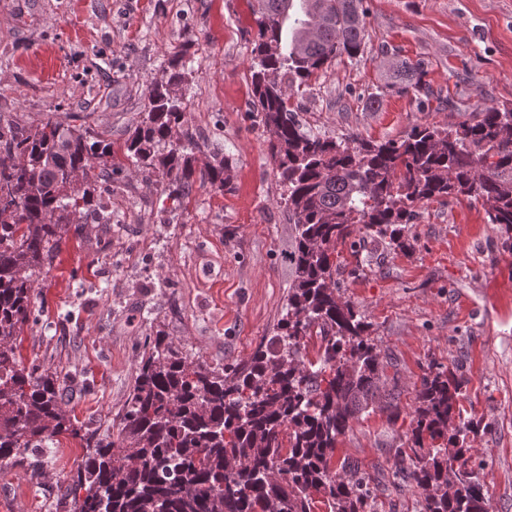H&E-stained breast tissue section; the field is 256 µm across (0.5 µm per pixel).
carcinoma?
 I'll return each instance as SVG.
<instances>
[{"label": "carcinoma", "mask_w": 512, "mask_h": 512, "mask_svg": "<svg viewBox=\"0 0 512 512\" xmlns=\"http://www.w3.org/2000/svg\"><path fill=\"white\" fill-rule=\"evenodd\" d=\"M253 107L274 132L268 150L294 224L292 283L276 335L249 359L224 367L190 364L162 333L144 348L116 434L81 433L58 400L57 376L17 357L15 336L31 313L33 275L51 267L63 240L64 214L84 209L112 220L94 193L71 176L112 172V143L50 121L0 135V459L69 433L86 453L63 495L74 512H373L371 476L334 471L339 438L369 410L400 415L401 391L384 378L391 360L369 336L370 323L336 296V246L365 232L391 249L407 248L417 206L473 197L487 223L512 235V102L486 106L461 122L418 124L399 140L330 138L304 131L288 109L289 91L332 59L359 56L364 0H257ZM169 80L149 90L150 108L127 139L129 158L155 169L169 197L182 202L196 181L224 186L229 161L196 169L200 146L171 129L183 109L173 87L187 74L168 62ZM424 63L397 60L387 87L420 93ZM28 164L16 168L15 156ZM319 340L315 358L302 354ZM464 377L433 365L414 387L405 446L394 475L422 491L420 512H489L472 465L459 407Z\"/></svg>", "instance_id": "obj_1"}]
</instances>
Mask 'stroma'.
<instances>
[{"label": "stroma", "mask_w": 512, "mask_h": 512, "mask_svg": "<svg viewBox=\"0 0 512 512\" xmlns=\"http://www.w3.org/2000/svg\"><path fill=\"white\" fill-rule=\"evenodd\" d=\"M254 0H0V129L46 121L112 144V221L65 227L50 270L36 276L32 314L16 336L24 366L57 373L75 425L115 432L143 348L156 332L190 360L240 363L274 335L292 273V225L268 130L252 107ZM362 55L325 65L290 105L304 129L397 140L414 125L465 120L476 105L512 101V0H366ZM185 55L180 131L201 145L194 165L228 159L225 187L195 184L184 203L158 172L136 169L124 143L167 62ZM423 60L428 98L386 89V65ZM379 94L370 106L371 94ZM342 299L398 371L401 414L375 410L337 445L334 469L358 466L379 484L374 512H420L395 483L413 388L434 364L466 380L461 416L482 461L491 512H512V247L470 197L421 204L406 250L366 240L336 247ZM85 453L62 434L0 462V512H71L61 485Z\"/></svg>", "instance_id": "1"}]
</instances>
